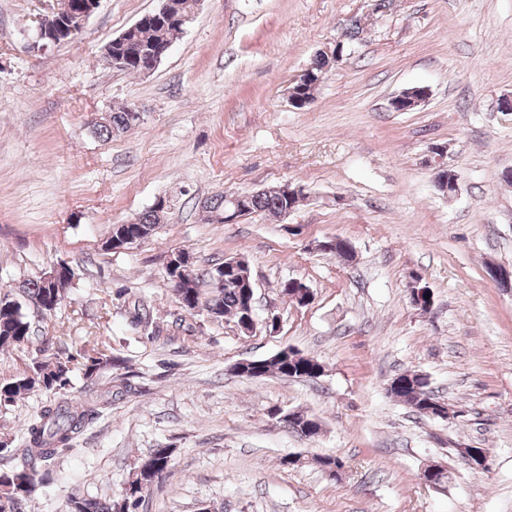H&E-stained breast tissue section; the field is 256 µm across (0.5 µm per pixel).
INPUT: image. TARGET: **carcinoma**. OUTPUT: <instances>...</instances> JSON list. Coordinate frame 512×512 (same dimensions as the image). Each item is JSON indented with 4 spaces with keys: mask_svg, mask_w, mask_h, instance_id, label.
Here are the masks:
<instances>
[{
    "mask_svg": "<svg viewBox=\"0 0 512 512\" xmlns=\"http://www.w3.org/2000/svg\"><path fill=\"white\" fill-rule=\"evenodd\" d=\"M182 29L172 22H161L147 16L141 22L127 29L129 40L143 52L158 45H170ZM328 61L315 57L309 65V80L297 91L298 98L313 97L319 87L318 76L323 73ZM133 125L129 112L122 106L112 111L105 122L95 127V133L107 138L117 136ZM241 215L264 212L281 216L289 206L288 199L275 188L249 196L241 202ZM229 207L225 195L216 194L206 199L203 206L210 214L214 224L224 223V209ZM160 223L156 208L149 207L128 224L112 225L110 235L119 237L126 232H134L148 237L155 232ZM224 277V283L217 286L213 276ZM172 291L188 314L206 316L215 320H229L235 324L245 322L246 288L238 276L224 270V263L216 262L202 269L194 268V263L166 272ZM71 283L60 288L46 283L35 276L22 282L18 295L0 296V348L21 346L30 341L31 322L28 311L36 308L42 314L53 313L67 297ZM131 326L147 337L157 332V324L150 310L143 305L134 308ZM59 345L57 351L49 352L50 346L41 349L44 359H36L29 373L10 382L0 384V402H13L35 391L44 390L58 394V398L41 407L25 424L23 437L15 455L21 458V464L7 468L0 467V512H18L22 503L34 498L47 483L46 463L62 451L72 447L76 438L84 429L96 420L104 405L112 403V391L101 400H77L67 395L69 385V358L62 350L65 340L55 337ZM95 355L88 357L86 371L93 374L103 368L119 369L124 364L123 358L112 354V347L99 337H94ZM321 363L300 356H278L260 364L259 370L264 375L292 377L298 381L312 379V370ZM427 377L405 378L398 387H391L395 399L413 409L424 417L443 419L448 416L446 404L441 402L432 391L428 390ZM303 462H310L324 470L332 465L342 466L344 462L335 456L314 455L309 459L300 454H288L281 460L282 465L296 467ZM171 463V449L155 448L138 462L135 474L126 483L128 493H118L108 499L87 498L73 493L66 502V512H142L146 509V496L150 489L160 483L167 475Z\"/></svg>",
    "mask_w": 512,
    "mask_h": 512,
    "instance_id": "carcinoma-1",
    "label": "carcinoma"
}]
</instances>
